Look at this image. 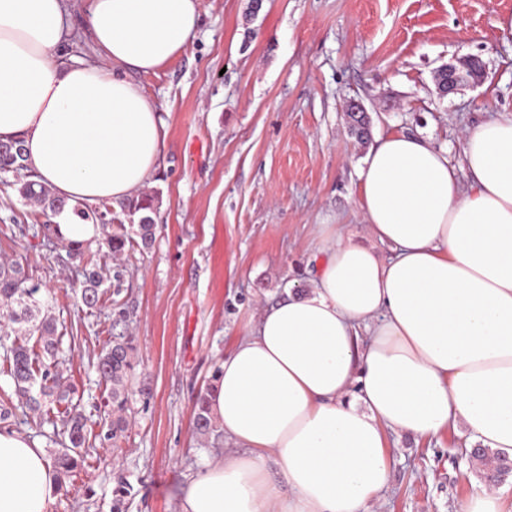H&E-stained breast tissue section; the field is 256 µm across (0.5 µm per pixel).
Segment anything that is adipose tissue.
Wrapping results in <instances>:
<instances>
[{
    "label": "adipose tissue",
    "instance_id": "1",
    "mask_svg": "<svg viewBox=\"0 0 512 512\" xmlns=\"http://www.w3.org/2000/svg\"><path fill=\"white\" fill-rule=\"evenodd\" d=\"M81 15L91 60L63 62ZM196 0H0V141L69 202L139 192L165 146L128 80L182 54ZM366 237L317 227L301 293L265 308L219 364L209 410L224 449L180 512H368L390 435L454 431L512 454V118L469 128L462 167L419 135L383 137L359 172ZM388 246L382 255L380 246ZM57 472L0 430V512H49Z\"/></svg>",
    "mask_w": 512,
    "mask_h": 512
}]
</instances>
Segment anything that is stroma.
I'll return each instance as SVG.
<instances>
[{
  "mask_svg": "<svg viewBox=\"0 0 512 512\" xmlns=\"http://www.w3.org/2000/svg\"><path fill=\"white\" fill-rule=\"evenodd\" d=\"M200 23L184 53L130 79L161 108L166 144L145 190L156 197L155 241L114 258L119 298L78 303L74 267L42 238L0 234V257L23 259L58 321V357L87 419L89 447L49 512H179L187 475L224 443L194 425L197 397L261 309L304 290L316 265V227L357 224L358 172L372 142L418 134L463 161L467 128L512 117V0H197ZM466 57L485 75L441 96L435 72ZM371 119L351 136L347 102ZM0 175V225L51 224ZM132 340L128 430L107 440L111 385L97 356ZM395 464L369 512H460L489 489L453 432L391 435Z\"/></svg>",
  "mask_w": 512,
  "mask_h": 512,
  "instance_id": "35a3bbf8",
  "label": "stroma"
}]
</instances>
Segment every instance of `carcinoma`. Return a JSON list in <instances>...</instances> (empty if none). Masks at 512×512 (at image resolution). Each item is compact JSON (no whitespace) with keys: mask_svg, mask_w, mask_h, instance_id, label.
Returning <instances> with one entry per match:
<instances>
[{"mask_svg":"<svg viewBox=\"0 0 512 512\" xmlns=\"http://www.w3.org/2000/svg\"><path fill=\"white\" fill-rule=\"evenodd\" d=\"M22 141L0 143V173L12 177L11 186L19 197L37 204L43 213L56 215L63 211L66 202L57 198L52 190L36 179L23 164ZM121 210L130 217L138 218L133 234L113 233L106 238V247L113 255H121L136 245L149 247L154 238L155 197L137 195L122 203ZM72 213L82 220L93 218L101 225L112 223V202L102 201L91 207L77 203ZM19 234H33L48 242L56 239L52 224H33L18 227ZM65 254L58 259L77 268L81 279L77 280L74 292L80 302L93 309L104 294L102 286L107 278L102 266L88 254L89 247L83 242H69L64 245ZM39 287L30 283L24 265L18 259L0 263V303L9 307V320L15 324L28 325L26 334L11 337L0 336V359L6 365V373L12 379L17 403L0 405V422L12 425L18 410L37 412L50 416L54 408L65 406L63 420L64 442L62 450L51 454L57 470L59 484H64L70 474L84 463V448L87 443L86 418L73 404L76 389L64 384L63 362L58 359V348L62 334L58 333L57 321L52 316L37 318L39 301L35 298ZM134 348L126 336H115L100 352L96 368L101 378L112 383L108 401L109 429L105 435L113 439L127 429L124 417L128 393L125 388L127 373L132 369ZM196 430L207 434L212 429L208 414L206 396L199 395L194 409ZM473 466L488 481L495 482L512 473V459L505 453L489 448H474L468 452Z\"/></svg>","mask_w":512,"mask_h":512,"instance_id":"carcinoma-1","label":"carcinoma"}]
</instances>
